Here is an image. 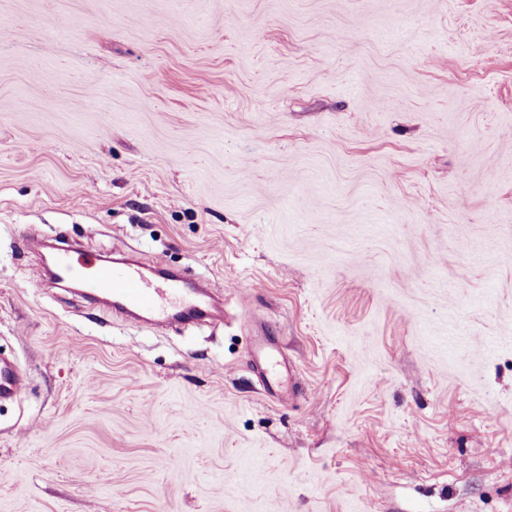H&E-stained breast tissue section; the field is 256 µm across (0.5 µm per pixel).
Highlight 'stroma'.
<instances>
[{"instance_id": "35a3bbf8", "label": "stroma", "mask_w": 512, "mask_h": 512, "mask_svg": "<svg viewBox=\"0 0 512 512\" xmlns=\"http://www.w3.org/2000/svg\"><path fill=\"white\" fill-rule=\"evenodd\" d=\"M0 354V512H512V0H0ZM61 277L82 280L103 291L112 307L150 315L154 329L162 331L177 316H192L199 311L197 292L189 291L174 279L153 281L129 264L100 265L76 249H62L56 256ZM23 393V380L13 365L0 359V397L18 399Z\"/></svg>"}]
</instances>
